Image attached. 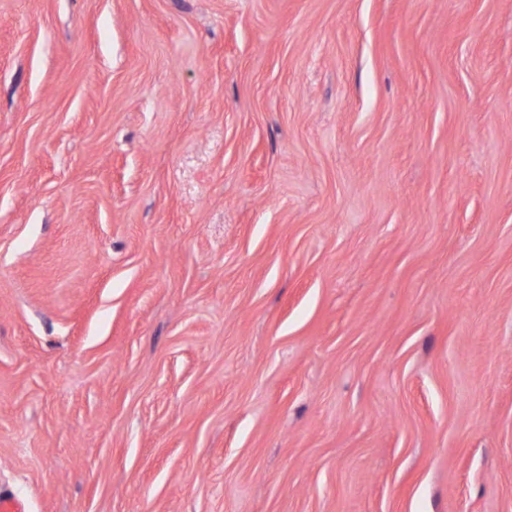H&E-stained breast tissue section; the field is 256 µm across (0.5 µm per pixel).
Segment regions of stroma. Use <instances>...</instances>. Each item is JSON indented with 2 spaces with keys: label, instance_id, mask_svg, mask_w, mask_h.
Instances as JSON below:
<instances>
[{
  "label": "stroma",
  "instance_id": "obj_1",
  "mask_svg": "<svg viewBox=\"0 0 512 512\" xmlns=\"http://www.w3.org/2000/svg\"><path fill=\"white\" fill-rule=\"evenodd\" d=\"M512 512V0H0V494Z\"/></svg>",
  "mask_w": 512,
  "mask_h": 512
}]
</instances>
